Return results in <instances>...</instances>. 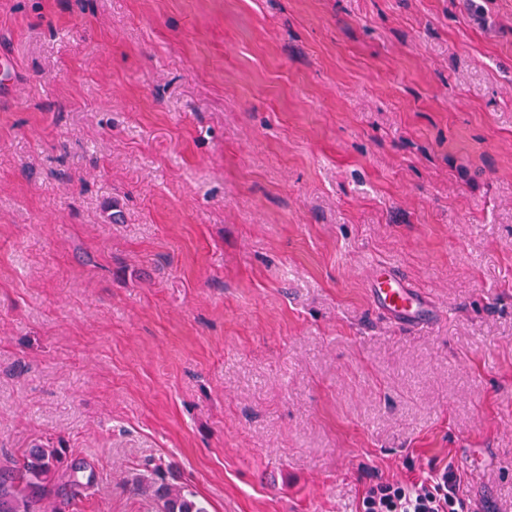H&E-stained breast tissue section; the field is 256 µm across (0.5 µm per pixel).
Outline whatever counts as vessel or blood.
<instances>
[{
  "instance_id": "obj_1",
  "label": "vessel or blood",
  "mask_w": 512,
  "mask_h": 512,
  "mask_svg": "<svg viewBox=\"0 0 512 512\" xmlns=\"http://www.w3.org/2000/svg\"><path fill=\"white\" fill-rule=\"evenodd\" d=\"M370 297L378 308L400 324L424 326L428 316L425 300L395 270L379 267L370 288Z\"/></svg>"
}]
</instances>
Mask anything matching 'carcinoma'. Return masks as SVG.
I'll list each match as a JSON object with an SVG mask.
<instances>
[{"label":"carcinoma","mask_w":512,"mask_h":512,"mask_svg":"<svg viewBox=\"0 0 512 512\" xmlns=\"http://www.w3.org/2000/svg\"><path fill=\"white\" fill-rule=\"evenodd\" d=\"M161 465L129 472V490L151 498L156 512H209L192 490L159 480ZM94 474L84 462L69 459L60 448L35 444L0 465V512H50V500L66 503L75 489L93 486Z\"/></svg>","instance_id":"carcinoma-1"}]
</instances>
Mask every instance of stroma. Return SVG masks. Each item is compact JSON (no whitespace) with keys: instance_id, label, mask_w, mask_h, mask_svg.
Wrapping results in <instances>:
<instances>
[{"instance_id":"stroma-1","label":"stroma","mask_w":512,"mask_h":512,"mask_svg":"<svg viewBox=\"0 0 512 512\" xmlns=\"http://www.w3.org/2000/svg\"><path fill=\"white\" fill-rule=\"evenodd\" d=\"M0 0V461L62 512H512V0ZM435 317L378 311L376 266ZM0 465V512H48L50 500H75L77 488H90L94 474L61 448L34 444ZM161 465L154 464L144 470L129 472L124 480L129 490L140 496L150 497L157 512H209L205 503L192 490L159 481ZM460 483V475L450 465L416 482H378L365 489L359 511L478 512L471 500L460 495Z\"/></svg>"}]
</instances>
